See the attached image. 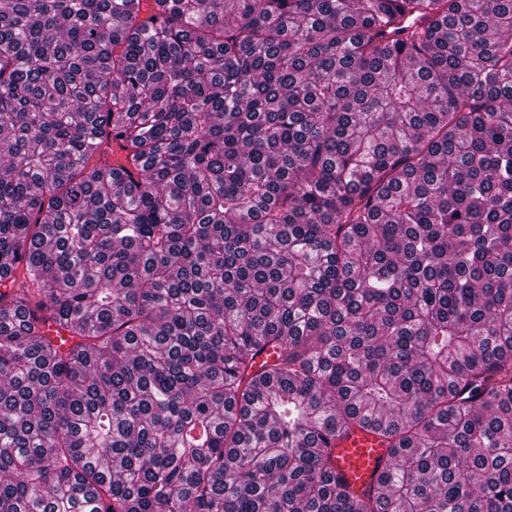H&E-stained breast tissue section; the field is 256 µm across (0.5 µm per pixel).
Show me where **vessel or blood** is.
I'll return each mask as SVG.
<instances>
[{
  "label": "vessel or blood",
  "mask_w": 512,
  "mask_h": 512,
  "mask_svg": "<svg viewBox=\"0 0 512 512\" xmlns=\"http://www.w3.org/2000/svg\"><path fill=\"white\" fill-rule=\"evenodd\" d=\"M336 469L352 485L365 489L374 482V472L388 459L389 450L374 433L355 429L334 443Z\"/></svg>",
  "instance_id": "1"
}]
</instances>
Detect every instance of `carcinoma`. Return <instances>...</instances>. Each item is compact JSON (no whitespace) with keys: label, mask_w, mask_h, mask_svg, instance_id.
Listing matches in <instances>:
<instances>
[{"label":"carcinoma","mask_w":512,"mask_h":512,"mask_svg":"<svg viewBox=\"0 0 512 512\" xmlns=\"http://www.w3.org/2000/svg\"><path fill=\"white\" fill-rule=\"evenodd\" d=\"M5 279L0 512H512V0H0ZM333 444L337 471L360 489L374 483L375 470L384 465L389 455L378 436L362 429L337 437Z\"/></svg>","instance_id":"1"}]
</instances>
